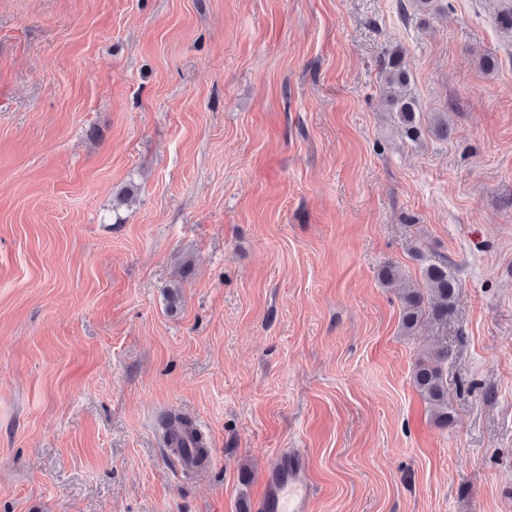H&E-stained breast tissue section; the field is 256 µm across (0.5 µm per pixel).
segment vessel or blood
<instances>
[{
	"label": "vessel or blood",
	"mask_w": 512,
	"mask_h": 512,
	"mask_svg": "<svg viewBox=\"0 0 512 512\" xmlns=\"http://www.w3.org/2000/svg\"><path fill=\"white\" fill-rule=\"evenodd\" d=\"M313 486L298 448H283L272 457L265 490L254 503V512H312Z\"/></svg>",
	"instance_id": "vessel-or-blood-1"
}]
</instances>
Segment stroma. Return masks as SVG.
Masks as SVG:
<instances>
[{
  "instance_id": "35a3bbf8",
  "label": "stroma",
  "mask_w": 512,
  "mask_h": 512,
  "mask_svg": "<svg viewBox=\"0 0 512 512\" xmlns=\"http://www.w3.org/2000/svg\"><path fill=\"white\" fill-rule=\"evenodd\" d=\"M502 8L0 0V512H252L280 448L312 512H512ZM434 262L444 427L412 384L438 333L405 335L399 300ZM169 412L207 437L202 478ZM388 83L392 87L390 103L398 128L411 141L420 137V107L409 90V70L403 50L393 49L388 56Z\"/></svg>"
}]
</instances>
